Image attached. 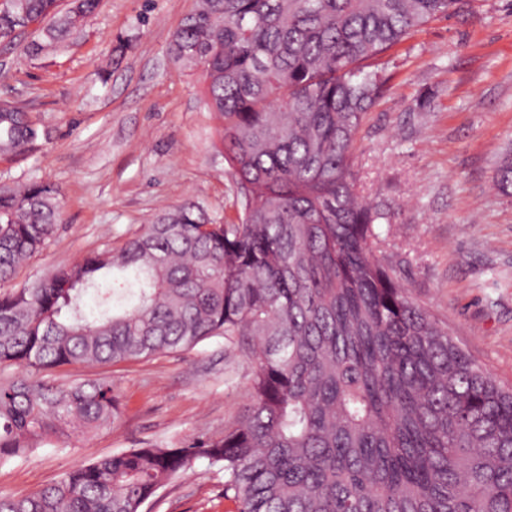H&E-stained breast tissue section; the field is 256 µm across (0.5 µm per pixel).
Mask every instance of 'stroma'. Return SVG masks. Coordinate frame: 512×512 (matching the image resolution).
<instances>
[{"label": "stroma", "instance_id": "stroma-1", "mask_svg": "<svg viewBox=\"0 0 512 512\" xmlns=\"http://www.w3.org/2000/svg\"><path fill=\"white\" fill-rule=\"evenodd\" d=\"M196 0H102L70 40L22 54L33 31L0 48V100L28 112L34 150L0 156V183L38 179L61 191L53 238L7 289L85 254L120 249L165 208L202 204L236 220L217 120L197 76L168 47ZM133 41L122 59L117 37ZM386 83L364 117L354 155L367 201L410 295L448 325L500 384L512 385V195L493 182L512 150V0H464L386 55ZM250 367L223 340L118 365L47 372L56 384L104 378L123 404L116 424L54 440L0 465V494L22 497L73 467L146 443L223 432L249 403ZM207 460L173 479L142 512H237Z\"/></svg>", "mask_w": 512, "mask_h": 512}]
</instances>
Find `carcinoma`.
I'll return each mask as SVG.
<instances>
[{"label":"carcinoma","mask_w":512,"mask_h":512,"mask_svg":"<svg viewBox=\"0 0 512 512\" xmlns=\"http://www.w3.org/2000/svg\"><path fill=\"white\" fill-rule=\"evenodd\" d=\"M0 5V44L26 23L39 55L101 0ZM462 0H198L173 61L199 77L241 193L236 222L161 211L106 246L0 293V462L121 416L111 382L34 373L120 364L214 338L251 366L249 404L217 436L84 463L0 512H142L198 459L238 512H512V386L498 383L379 257L386 213L361 195L354 146L387 52ZM41 137L0 112V155ZM493 180L512 189V155ZM59 189L0 188V284L54 235ZM97 308L86 310V298Z\"/></svg>","instance_id":"cac0c4a2"}]
</instances>
